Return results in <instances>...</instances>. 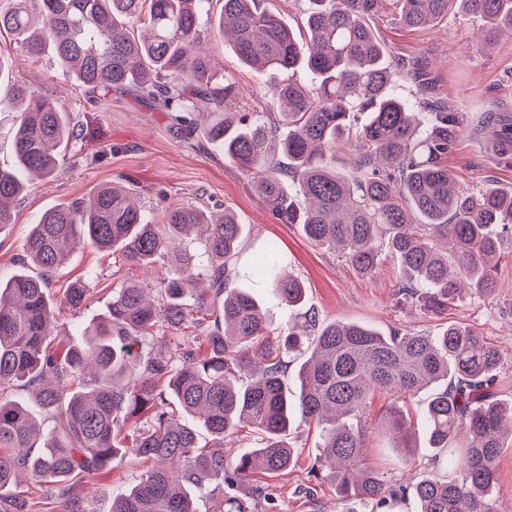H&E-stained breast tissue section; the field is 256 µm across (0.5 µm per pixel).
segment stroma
Returning <instances> with one entry per match:
<instances>
[{"label":"stroma","mask_w":512,"mask_h":512,"mask_svg":"<svg viewBox=\"0 0 512 512\" xmlns=\"http://www.w3.org/2000/svg\"><path fill=\"white\" fill-rule=\"evenodd\" d=\"M394 6H386L372 25L393 60H418L433 78L434 99L471 123L499 104L512 107V39H501L493 48L480 43L481 18L449 7L447 18L434 25L412 29L399 25ZM211 45L219 61V74L233 75L240 86L254 94L258 108L270 110L272 101L264 77L243 66L221 39ZM23 84L43 94L74 118L76 138L66 149V160L52 177L36 180L27 193L13 202L14 222L0 229V279L20 267L24 240L48 209L89 196L115 182L134 189L148 215L159 216L171 203L203 204L210 210L230 209L243 225L247 255L275 242L289 272L306 289L304 309L329 321L357 322L383 333L397 328L433 330L437 320L420 315L400 302L398 266L384 257L378 272L359 275L336 252L316 246L297 224L279 223L258 198L248 177L221 150L196 146L182 138L171 113L153 110L135 94L110 99L93 94L76 79L49 61L28 63L9 36H0V87ZM458 183L466 189L495 186L512 192V158L494 156L486 139L462 131L444 159ZM112 253L88 244L77 246L51 277L48 292L60 301L64 288L85 281L91 296L80 313L62 310L57 318L59 341H78L85 327L103 314L119 281ZM447 318L478 328L503 352L499 392L512 399V236H505L498 260L497 288L484 300L465 299L448 309ZM391 404L387 394L375 393L365 414L373 431L367 458L398 482L402 472L395 463L387 436L375 426ZM296 462L293 468L264 478L272 496L264 512H340L335 491L311 482L308 471L319 451L316 432L300 429L293 434ZM141 461L116 456L104 474L80 482L90 512H111L113 495L125 492L141 470Z\"/></svg>","instance_id":"35a3bbf8"}]
</instances>
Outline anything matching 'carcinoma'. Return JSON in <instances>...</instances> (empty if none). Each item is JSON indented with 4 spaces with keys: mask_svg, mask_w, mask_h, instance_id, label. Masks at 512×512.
I'll use <instances>...</instances> for the list:
<instances>
[{
    "mask_svg": "<svg viewBox=\"0 0 512 512\" xmlns=\"http://www.w3.org/2000/svg\"><path fill=\"white\" fill-rule=\"evenodd\" d=\"M306 2V38L263 0H222L215 21L212 0H0V31L28 62H40L51 44L56 64L105 99L132 89L165 112L209 116L204 137L253 178L278 221L302 225L312 243L365 277L388 252L400 269L397 295L424 315L491 295L496 229L512 233V192L463 189L442 165L463 122L435 108L425 66L414 63L416 106L392 92L393 67L369 25L387 0ZM395 2L408 28L431 26L453 3L484 20L485 42L512 34V0ZM213 25L244 66L288 73L269 88L279 111L232 117L244 95L232 75L214 85ZM298 70L307 72L303 83ZM0 106L19 112L16 169L0 168L1 228L13 220L9 203L31 185L23 174H55L74 128L55 102L24 85ZM417 107L430 112L424 127ZM485 121L496 124V156L512 155V118L490 112ZM341 143L355 155L349 174L338 166ZM288 177L293 193L283 188ZM79 239L129 270L159 262L166 273L154 285L122 278L82 345L59 348L51 335L57 312L79 311L90 289L71 284L57 308L49 280ZM242 242L230 210L215 219L204 207L172 204L154 219L119 183L42 214L21 270L0 281V489L24 470L63 512H86L77 484L124 452L158 464L112 497L111 512H198L197 495L210 490L222 495L224 512H259L268 494L256 476L290 469L289 435L306 426L321 448L310 477L343 504L363 501L378 512L412 496L419 512H497V462L512 447V402L496 390L500 348L461 322L434 334L385 335L313 311L274 328L252 295L232 286ZM279 265L273 241L250 262L292 310L305 288ZM198 336L208 342L203 357L193 348ZM294 353L305 360L291 400L285 357ZM17 389L61 416V437L42 438L35 414L12 397ZM430 389L423 423L435 473L390 485L366 458L369 396L382 390L393 399L377 431L392 436L396 456L412 467L403 404ZM200 428L211 447L198 446ZM245 428L257 441L229 463L224 437Z\"/></svg>",
    "mask_w": 512,
    "mask_h": 512,
    "instance_id": "cac0c4a2",
    "label": "carcinoma"
}]
</instances>
